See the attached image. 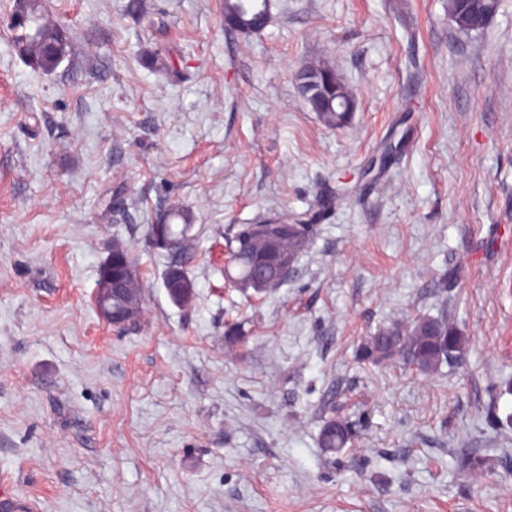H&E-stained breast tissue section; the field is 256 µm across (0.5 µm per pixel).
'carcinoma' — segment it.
I'll return each instance as SVG.
<instances>
[{
    "label": "carcinoma",
    "instance_id": "carcinoma-1",
    "mask_svg": "<svg viewBox=\"0 0 512 512\" xmlns=\"http://www.w3.org/2000/svg\"><path fill=\"white\" fill-rule=\"evenodd\" d=\"M454 22L458 30L470 32L469 23L473 22L476 10L484 9L498 13L502 0H454L452 3ZM224 20L237 22L248 28L255 24L264 26L261 9L246 0H224ZM12 16L23 17L27 24L12 29V43L16 51L27 63L41 73H52L70 57L73 43L71 32L49 21L43 13L38 0H16ZM179 219L184 224L190 223L188 213L180 208H171L162 214L158 224L151 225L150 230L160 228L161 235L177 245L178 252L191 248V241L183 230L173 229L171 221ZM252 225L241 224L228 241L232 265L226 275L242 285V289H251L260 295L287 281L280 267L276 264L262 265L264 285L257 287L251 283L256 263L259 259L257 246L252 243L250 235ZM267 231L272 239L278 241L281 251L292 255L300 253L313 235L314 226L297 224L286 233V224H267ZM109 270H101L99 280H105L106 272L125 276L126 291L123 298L114 301L112 309L126 306L129 295L144 300L140 272L131 247L119 240L112 246L108 259ZM163 285L170 299L178 305H186L193 298V283L183 267L171 265L163 277ZM465 346V336L459 329L443 317L420 315L405 323L395 322L383 327L369 337L358 349V358L369 362L400 359L405 364L423 373H431L442 364L452 365L461 356ZM349 425L336 420H328L320 430L319 442L326 451L338 453L350 441Z\"/></svg>",
    "mask_w": 512,
    "mask_h": 512
}]
</instances>
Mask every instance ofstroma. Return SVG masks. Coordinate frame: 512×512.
Listing matches in <instances>:
<instances>
[{
    "instance_id": "1",
    "label": "stroma",
    "mask_w": 512,
    "mask_h": 512,
    "mask_svg": "<svg viewBox=\"0 0 512 512\" xmlns=\"http://www.w3.org/2000/svg\"><path fill=\"white\" fill-rule=\"evenodd\" d=\"M223 2L42 0L74 33L43 74L0 0V483L38 512H512V0L471 34L448 0H273L250 36ZM317 64L357 94L344 127L297 92ZM175 206L184 306L147 242ZM280 218L314 234L243 294L226 240ZM116 239L145 293L125 325L94 303ZM419 314L459 364L357 361ZM179 219L183 224H190L188 213L180 208H171L166 213L162 214L158 224H151L150 233L153 234L156 227H160V232L163 238L172 241L177 245V252H185L191 248V241L186 237L184 230L175 231L172 227L171 221ZM160 239L163 242L159 233L153 234L151 240ZM164 244V242H163ZM177 252L173 253L176 254ZM163 285L170 299L178 305H187L193 298V283L183 267L171 265L163 277ZM351 429L346 423L336 420L325 421L319 434V442L327 452L338 453L350 441Z\"/></svg>"
}]
</instances>
